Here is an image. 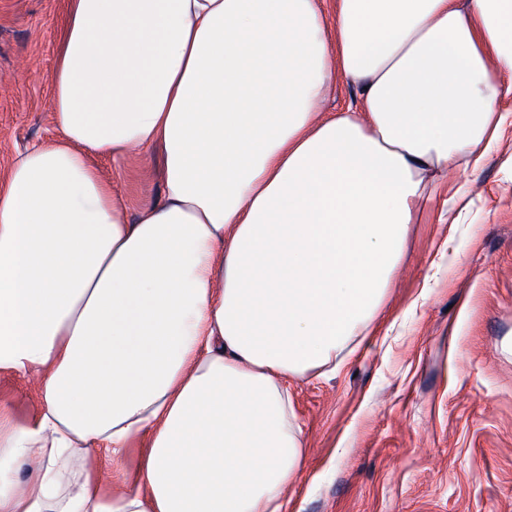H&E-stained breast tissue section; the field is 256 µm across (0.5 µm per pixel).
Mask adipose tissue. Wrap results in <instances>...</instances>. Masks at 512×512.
Returning <instances> with one entry per match:
<instances>
[{
	"label": "adipose tissue",
	"mask_w": 512,
	"mask_h": 512,
	"mask_svg": "<svg viewBox=\"0 0 512 512\" xmlns=\"http://www.w3.org/2000/svg\"><path fill=\"white\" fill-rule=\"evenodd\" d=\"M510 97L512 0H68L60 137L0 179V370L43 396L0 415V512H289V381L377 318ZM133 149L163 198L131 220L93 159ZM356 95L355 88L344 81L336 82V86L331 90L324 109L326 112H339L346 108L348 103ZM139 443L135 448H129L123 458L112 461V455L105 450L98 453V467L104 473L112 478V487L122 486L137 471L138 464L144 448Z\"/></svg>",
	"instance_id": "1"
}]
</instances>
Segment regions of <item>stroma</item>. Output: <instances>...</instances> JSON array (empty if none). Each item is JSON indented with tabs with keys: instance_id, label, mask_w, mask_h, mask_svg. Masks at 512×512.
<instances>
[{
	"instance_id": "35a3bbf8",
	"label": "stroma",
	"mask_w": 512,
	"mask_h": 512,
	"mask_svg": "<svg viewBox=\"0 0 512 512\" xmlns=\"http://www.w3.org/2000/svg\"><path fill=\"white\" fill-rule=\"evenodd\" d=\"M67 0H0V175L52 140ZM95 163L128 217L162 196L158 153ZM411 225L377 334L334 374L290 386L304 456L296 512H512V125ZM41 407L37 378L0 371V409Z\"/></svg>"
}]
</instances>
